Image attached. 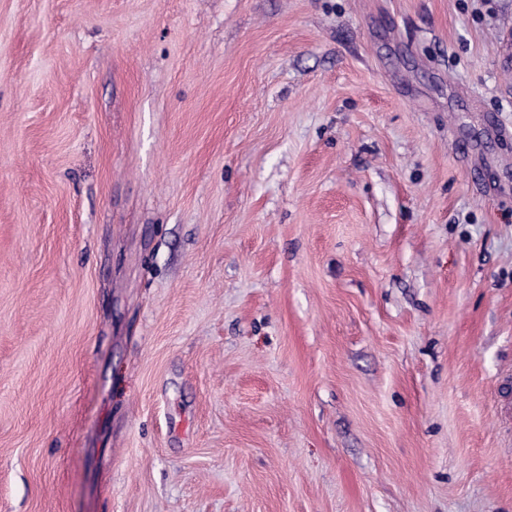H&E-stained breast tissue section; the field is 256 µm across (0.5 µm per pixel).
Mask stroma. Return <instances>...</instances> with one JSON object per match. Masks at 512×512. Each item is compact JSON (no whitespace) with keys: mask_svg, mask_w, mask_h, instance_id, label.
<instances>
[{"mask_svg":"<svg viewBox=\"0 0 512 512\" xmlns=\"http://www.w3.org/2000/svg\"><path fill=\"white\" fill-rule=\"evenodd\" d=\"M512 0H0V512H512Z\"/></svg>","mask_w":512,"mask_h":512,"instance_id":"1","label":"stroma"}]
</instances>
